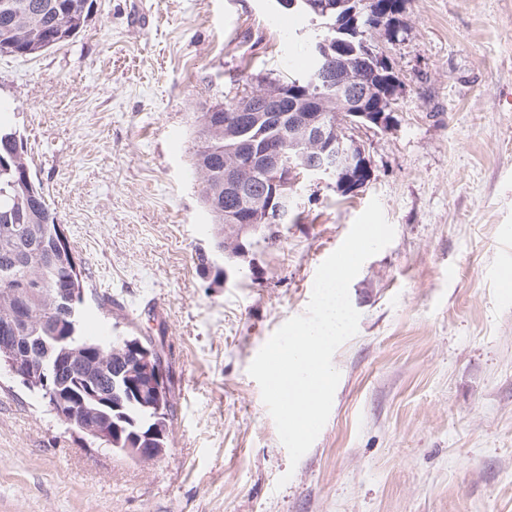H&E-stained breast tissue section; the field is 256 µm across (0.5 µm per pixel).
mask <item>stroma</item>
Instances as JSON below:
<instances>
[{
	"label": "stroma",
	"mask_w": 512,
	"mask_h": 512,
	"mask_svg": "<svg viewBox=\"0 0 512 512\" xmlns=\"http://www.w3.org/2000/svg\"><path fill=\"white\" fill-rule=\"evenodd\" d=\"M314 28L276 0H94L74 38L0 57L84 326L151 339L172 384L168 446L138 463L1 370L0 512H512V0H404L372 39L398 86L390 128L357 133L368 185L302 181L277 244L200 265L197 118L305 75ZM375 197L395 237L350 285L358 332L293 467L248 367Z\"/></svg>",
	"instance_id": "stroma-1"
}]
</instances>
